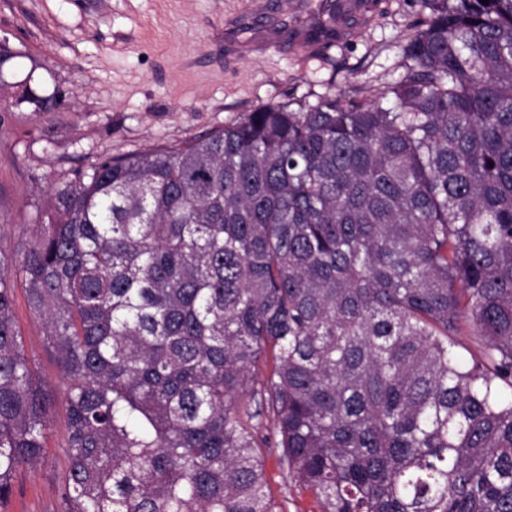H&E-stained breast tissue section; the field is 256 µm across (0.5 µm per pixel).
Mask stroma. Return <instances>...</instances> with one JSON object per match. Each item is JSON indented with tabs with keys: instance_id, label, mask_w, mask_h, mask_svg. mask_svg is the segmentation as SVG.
Segmentation results:
<instances>
[{
	"instance_id": "stroma-1",
	"label": "stroma",
	"mask_w": 512,
	"mask_h": 512,
	"mask_svg": "<svg viewBox=\"0 0 512 512\" xmlns=\"http://www.w3.org/2000/svg\"><path fill=\"white\" fill-rule=\"evenodd\" d=\"M379 2L371 19L354 21L350 41L305 53L265 50L249 31L230 41L226 29L244 0H0V41L13 53V86L0 93V250L21 257L36 205L75 169L187 141L260 106L295 110L398 79L423 7L420 0ZM23 80L36 94H56L58 106L36 111L16 87ZM15 315L40 380L61 391L42 323L20 287ZM66 436L58 403L48 461L17 474L12 512H56ZM260 453L278 512H319L312 493L281 465L279 449Z\"/></svg>"
}]
</instances>
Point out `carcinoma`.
Masks as SVG:
<instances>
[{
    "mask_svg": "<svg viewBox=\"0 0 512 512\" xmlns=\"http://www.w3.org/2000/svg\"><path fill=\"white\" fill-rule=\"evenodd\" d=\"M421 4L376 94L51 187L0 250V505L54 407L20 282L63 385L60 512H275L251 390L320 512H512V0Z\"/></svg>",
    "mask_w": 512,
    "mask_h": 512,
    "instance_id": "1",
    "label": "carcinoma"
}]
</instances>
